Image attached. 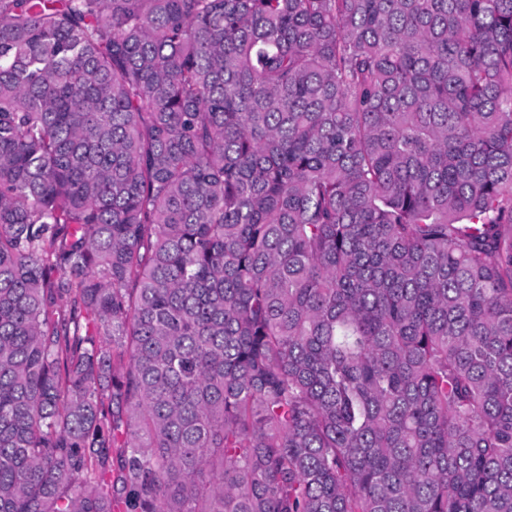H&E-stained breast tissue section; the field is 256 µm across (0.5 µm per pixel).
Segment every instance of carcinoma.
<instances>
[{
	"label": "carcinoma",
	"instance_id": "carcinoma-1",
	"mask_svg": "<svg viewBox=\"0 0 512 512\" xmlns=\"http://www.w3.org/2000/svg\"><path fill=\"white\" fill-rule=\"evenodd\" d=\"M0 512H512V0H0Z\"/></svg>",
	"mask_w": 512,
	"mask_h": 512
}]
</instances>
